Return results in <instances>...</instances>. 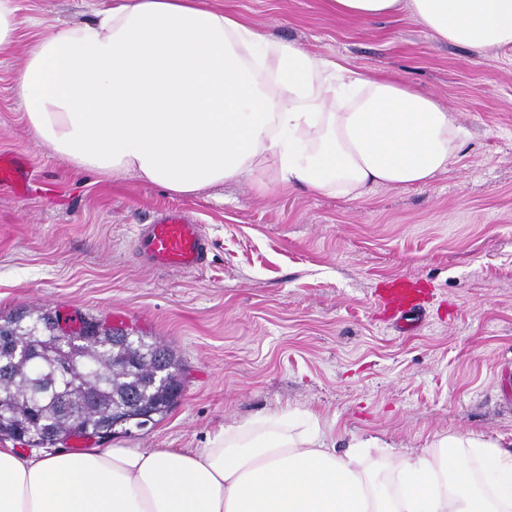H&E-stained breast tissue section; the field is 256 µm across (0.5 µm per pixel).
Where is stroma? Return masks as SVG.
Instances as JSON below:
<instances>
[{"label": "stroma", "instance_id": "1", "mask_svg": "<svg viewBox=\"0 0 512 512\" xmlns=\"http://www.w3.org/2000/svg\"><path fill=\"white\" fill-rule=\"evenodd\" d=\"M112 0H17L0 53V152L27 156L30 190H0V311L47 305L173 347L178 404L111 447L197 448L225 424L278 409L313 414L341 440L373 434L398 451L434 435L512 441V50L440 40L407 12L368 23L325 0H202L356 72L388 74L454 112L465 141L424 187L380 186L358 200L250 179L180 197L132 176L74 172L39 146L14 88L44 24L86 23ZM177 207L213 242L195 273L154 270L135 236ZM396 275L421 280L424 308L401 329L374 301Z\"/></svg>", "mask_w": 512, "mask_h": 512}]
</instances>
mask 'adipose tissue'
I'll return each instance as SVG.
<instances>
[{
    "mask_svg": "<svg viewBox=\"0 0 512 512\" xmlns=\"http://www.w3.org/2000/svg\"><path fill=\"white\" fill-rule=\"evenodd\" d=\"M369 21L407 11L453 45L512 49V0H329ZM37 142L78 171L177 196L228 181L356 200L426 186L465 133L431 97L365 78L201 0H113L45 27L16 77ZM0 512H512V451L474 433L401 454L374 436L270 412L199 448L0 447Z\"/></svg>",
    "mask_w": 512,
    "mask_h": 512,
    "instance_id": "ef3b65f1",
    "label": "adipose tissue"
}]
</instances>
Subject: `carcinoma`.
Here are the masks:
<instances>
[{"instance_id":"1","label":"carcinoma","mask_w":512,"mask_h":512,"mask_svg":"<svg viewBox=\"0 0 512 512\" xmlns=\"http://www.w3.org/2000/svg\"><path fill=\"white\" fill-rule=\"evenodd\" d=\"M65 330L50 308L0 314V337L29 340L26 355L0 350L8 370L0 372V436L23 440L31 447L100 437L101 408L113 410L107 434L141 430L165 416L184 388V368L174 350L149 336H130L129 354L112 347V337L129 336L122 328L96 318ZM58 336L76 340L84 362L63 375L51 344ZM68 400L82 408L81 420L62 412Z\"/></svg>"}]
</instances>
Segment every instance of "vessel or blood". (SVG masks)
<instances>
[{
    "instance_id": "b4317fda",
    "label": "vessel or blood",
    "mask_w": 512,
    "mask_h": 512,
    "mask_svg": "<svg viewBox=\"0 0 512 512\" xmlns=\"http://www.w3.org/2000/svg\"><path fill=\"white\" fill-rule=\"evenodd\" d=\"M29 178L22 156L0 154L1 189L23 190ZM137 248L146 264L165 270L195 271L208 264L211 242L200 225L192 223L183 211L168 209L157 213L151 223L139 226ZM376 298L383 310L400 320L424 303L418 281L403 275L389 281Z\"/></svg>"
}]
</instances>
